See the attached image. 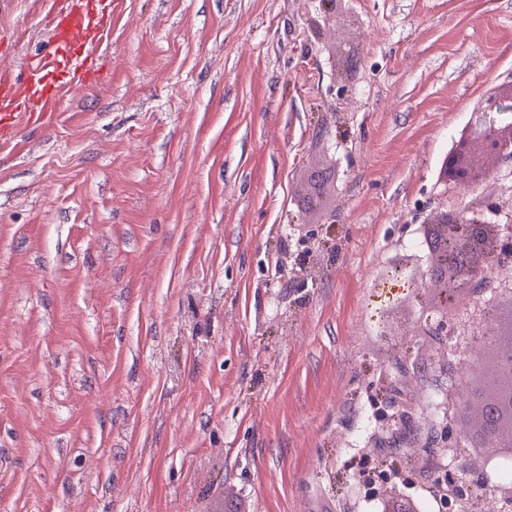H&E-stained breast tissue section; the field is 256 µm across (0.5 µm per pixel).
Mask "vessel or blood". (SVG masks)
I'll return each mask as SVG.
<instances>
[{"mask_svg":"<svg viewBox=\"0 0 512 512\" xmlns=\"http://www.w3.org/2000/svg\"><path fill=\"white\" fill-rule=\"evenodd\" d=\"M53 16V46L34 59L24 81L0 73V141L20 125L42 126L55 115L62 92L83 86L96 65V50L112 25V0H42Z\"/></svg>","mask_w":512,"mask_h":512,"instance_id":"b4317fda","label":"vessel or blood"}]
</instances>
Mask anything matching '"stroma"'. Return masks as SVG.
<instances>
[{"label":"stroma","mask_w":512,"mask_h":512,"mask_svg":"<svg viewBox=\"0 0 512 512\" xmlns=\"http://www.w3.org/2000/svg\"><path fill=\"white\" fill-rule=\"evenodd\" d=\"M52 40L0 0V70ZM107 77L0 143V512L441 508L459 365L369 311L512 83V0H112Z\"/></svg>","instance_id":"1"}]
</instances>
